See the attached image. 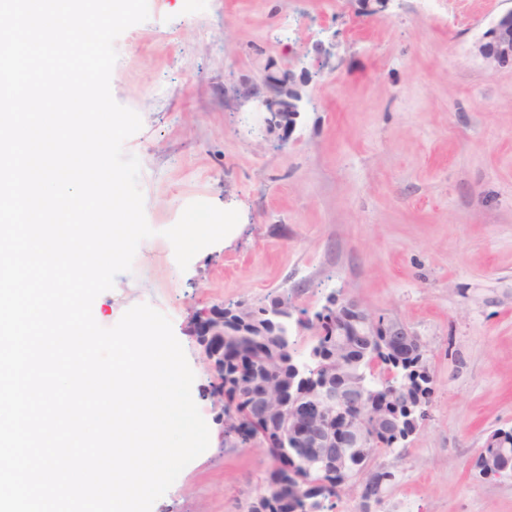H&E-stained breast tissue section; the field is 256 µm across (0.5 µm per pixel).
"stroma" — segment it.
I'll return each mask as SVG.
<instances>
[{
	"instance_id": "stroma-1",
	"label": "stroma",
	"mask_w": 512,
	"mask_h": 512,
	"mask_svg": "<svg viewBox=\"0 0 512 512\" xmlns=\"http://www.w3.org/2000/svg\"><path fill=\"white\" fill-rule=\"evenodd\" d=\"M116 40L111 91L142 118L124 144L141 164L152 237L94 301L109 328L147 303L167 315L210 431L152 512H247L272 469L227 447L217 372L195 317L273 298L314 313L328 296L403 323L425 343L428 418L380 456L396 479L376 512H512V475L473 460L512 428V66L477 46L512 0H148ZM293 73L292 130L244 91ZM204 201L240 220L180 270L162 235Z\"/></svg>"
}]
</instances>
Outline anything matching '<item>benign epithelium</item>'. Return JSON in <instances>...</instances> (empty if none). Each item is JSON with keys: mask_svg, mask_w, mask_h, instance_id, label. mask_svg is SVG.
Masks as SVG:
<instances>
[{"mask_svg": "<svg viewBox=\"0 0 512 512\" xmlns=\"http://www.w3.org/2000/svg\"><path fill=\"white\" fill-rule=\"evenodd\" d=\"M478 52L490 65L512 63V10L501 15L485 32ZM266 85L270 97L258 99L259 105L269 112L268 123L293 126L300 112L301 92L291 74L280 77L270 75ZM385 341L388 349L402 358L405 352H421L418 339L402 323L385 321ZM198 332L206 338H224V321L214 322L202 317ZM326 376L310 384L303 376L288 379V402L261 404L255 416L229 404L222 414L224 440L232 444L245 437L254 445L267 444L268 434L277 430L278 443L273 452L286 451L295 468L309 471L313 464L333 459L336 467L345 470L356 466L373 447L372 433L402 437L408 431V422L425 413L426 397L417 399L373 400L367 397L363 384L356 380L336 382L339 367L331 360L325 365ZM479 476L495 479L512 473V459L498 457L485 460L478 467Z\"/></svg>", "mask_w": 512, "mask_h": 512, "instance_id": "benign-epithelium-1", "label": "benign epithelium"}]
</instances>
